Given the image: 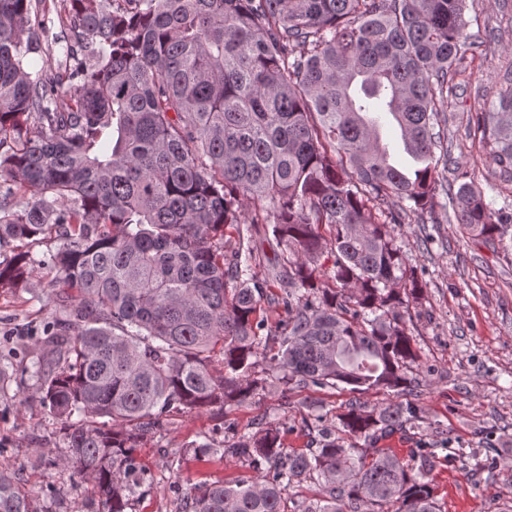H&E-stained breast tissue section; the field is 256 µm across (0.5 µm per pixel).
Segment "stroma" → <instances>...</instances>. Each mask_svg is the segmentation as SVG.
Returning <instances> with one entry per match:
<instances>
[{
	"instance_id": "obj_1",
	"label": "stroma",
	"mask_w": 512,
	"mask_h": 512,
	"mask_svg": "<svg viewBox=\"0 0 512 512\" xmlns=\"http://www.w3.org/2000/svg\"><path fill=\"white\" fill-rule=\"evenodd\" d=\"M67 0H33L39 24L28 53L31 69L62 70L73 46ZM465 16L479 46L467 52L448 96L440 125L448 130L447 173L452 186L480 189L493 208L512 209V190L493 173L490 147L482 143L475 115L487 111L512 70V0H467ZM455 203L436 206L434 215L409 216L395 225L397 246L425 285L412 302L407 322L421 353L413 403L416 420L406 431L382 440L385 448L409 458L411 449L433 448L431 473L439 512H512V244H491L466 233L455 218ZM269 223L229 230L225 252L240 239L250 240L254 265L267 282L262 315L276 325L284 315L275 273L282 249ZM50 288L39 277L27 291L0 289V367L9 376V392L0 395V447L25 488L60 489L66 512H85L92 492L75 470L60 472L31 464L35 449L58 454L59 425L43 407L29 375L37 358V337L54 308ZM291 409H284L283 399ZM355 395L346 386L294 385L281 396L275 383L223 416L205 409L171 414L161 435L144 440L137 457L148 477L130 512H174L189 484L215 481L249 483L256 469L244 461L179 462L191 443H220L234 431L280 428L287 450H308L311 425L335 429L336 416ZM323 405L320 417L307 404Z\"/></svg>"
}]
</instances>
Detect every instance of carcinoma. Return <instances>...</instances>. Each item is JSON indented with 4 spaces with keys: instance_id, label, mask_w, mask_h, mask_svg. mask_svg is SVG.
Instances as JSON below:
<instances>
[{
    "instance_id": "1",
    "label": "carcinoma",
    "mask_w": 512,
    "mask_h": 512,
    "mask_svg": "<svg viewBox=\"0 0 512 512\" xmlns=\"http://www.w3.org/2000/svg\"><path fill=\"white\" fill-rule=\"evenodd\" d=\"M69 4L77 50L65 80L26 63L32 0H0V178L31 193L16 211L0 205V248L13 245L0 288L27 287L37 267L53 274L51 357L32 377L64 450L36 465L78 470L96 496L88 512H127L145 481L137 449L167 413L222 416L263 387V372L285 399L302 382L393 400H352L307 452H285L276 429L189 445L182 456L244 460L261 481L191 487L176 512H285L286 490L304 481L324 499L303 512H438L435 452H414L409 466L391 448L370 457L367 447L414 419L402 398L420 354L405 313L423 287L391 225L406 205L431 212L437 191H450L435 163L445 139L436 126L475 45L466 0ZM504 80L511 88L478 126L495 175L511 184L512 71ZM375 102L396 121L414 170L380 146L368 118ZM243 197L251 223L272 215L285 246L277 277L286 320L274 331L257 316L265 281L252 250L224 254V227L242 223ZM456 197L464 230L512 240L511 212L466 183ZM40 236L56 245L37 260ZM56 504L55 489L42 499L0 462V512Z\"/></svg>"
}]
</instances>
